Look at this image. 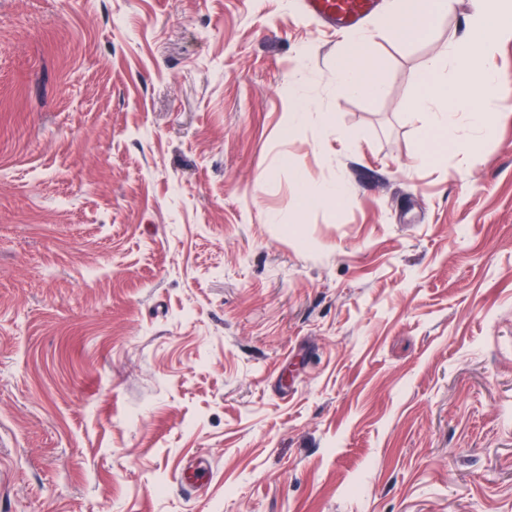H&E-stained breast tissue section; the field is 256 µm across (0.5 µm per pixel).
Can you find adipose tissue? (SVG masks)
I'll use <instances>...</instances> for the list:
<instances>
[{
    "label": "adipose tissue",
    "mask_w": 512,
    "mask_h": 512,
    "mask_svg": "<svg viewBox=\"0 0 512 512\" xmlns=\"http://www.w3.org/2000/svg\"><path fill=\"white\" fill-rule=\"evenodd\" d=\"M454 0H396L391 24L398 42L423 38L434 19L447 15ZM479 37H463L448 46L447 62L434 61L420 73L414 110L428 113L441 138L456 140L458 120L469 117L479 132L491 133L500 118L502 78L486 69L483 57L501 39L512 40V0H471ZM365 38L351 37L336 59V92L363 98L382 91L377 65L364 60Z\"/></svg>",
    "instance_id": "ef3b65f1"
}]
</instances>
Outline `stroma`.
I'll return each instance as SVG.
<instances>
[{
  "label": "stroma",
  "instance_id": "1",
  "mask_svg": "<svg viewBox=\"0 0 512 512\" xmlns=\"http://www.w3.org/2000/svg\"><path fill=\"white\" fill-rule=\"evenodd\" d=\"M391 7L367 99L301 0H0V512H512V116L419 162L471 2ZM454 0H397L391 24L398 42L407 43L423 38L436 18L447 15ZM345 195V186L343 183L324 185L320 187H305L303 198L307 205H335L339 203Z\"/></svg>",
  "mask_w": 512,
  "mask_h": 512
}]
</instances>
